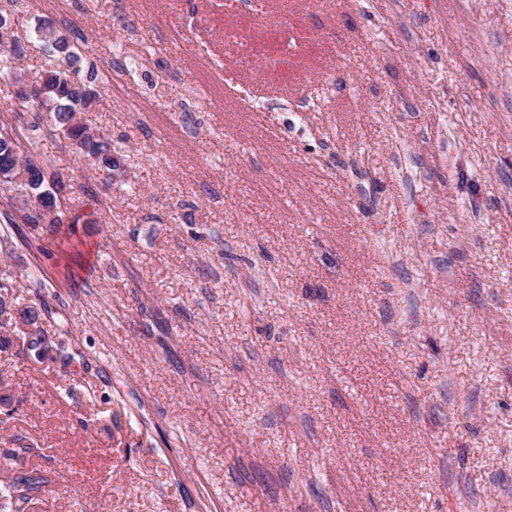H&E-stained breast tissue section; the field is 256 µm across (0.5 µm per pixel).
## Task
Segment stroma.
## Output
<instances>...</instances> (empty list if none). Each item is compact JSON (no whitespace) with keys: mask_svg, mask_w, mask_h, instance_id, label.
<instances>
[{"mask_svg":"<svg viewBox=\"0 0 512 512\" xmlns=\"http://www.w3.org/2000/svg\"><path fill=\"white\" fill-rule=\"evenodd\" d=\"M0 0L50 22L127 192L40 122L71 229L6 223L0 454L38 512H512V0ZM135 18L133 94L113 58ZM101 132L100 135V146H101V152L103 154H106V157L104 160H99L106 168H108L110 171L116 172L117 175L121 172L122 164H121V158L118 157V152H121L119 147L116 146V143L112 140L111 134L104 130L103 128L99 129Z\"/></svg>","mask_w":512,"mask_h":512,"instance_id":"obj_1","label":"stroma"}]
</instances>
